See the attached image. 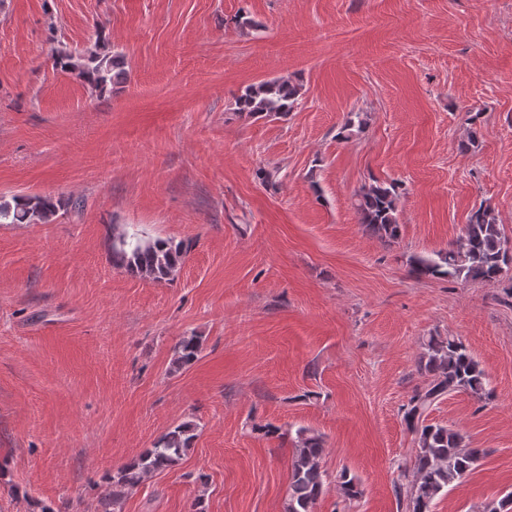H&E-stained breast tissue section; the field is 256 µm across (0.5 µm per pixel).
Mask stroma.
<instances>
[{
	"label": "stroma",
	"mask_w": 512,
	"mask_h": 512,
	"mask_svg": "<svg viewBox=\"0 0 512 512\" xmlns=\"http://www.w3.org/2000/svg\"><path fill=\"white\" fill-rule=\"evenodd\" d=\"M102 37L128 80L96 98L53 55ZM272 78L300 84L292 111L240 116ZM376 180L399 186L393 245L353 207ZM21 195L83 206L0 224V512H96L103 474L182 423L180 465L120 512H283L301 428L326 448L314 512H407L401 408L426 340L448 335L491 395L427 420L486 455L432 512L512 491V278L408 274L478 208L512 237V0H0V198ZM116 229L188 244L173 282L113 268ZM192 334L201 358L176 369ZM344 469L363 488L348 508ZM203 352V342L200 336L182 337L173 347V365L180 369L189 367L197 362Z\"/></svg>",
	"instance_id": "35a3bbf8"
}]
</instances>
